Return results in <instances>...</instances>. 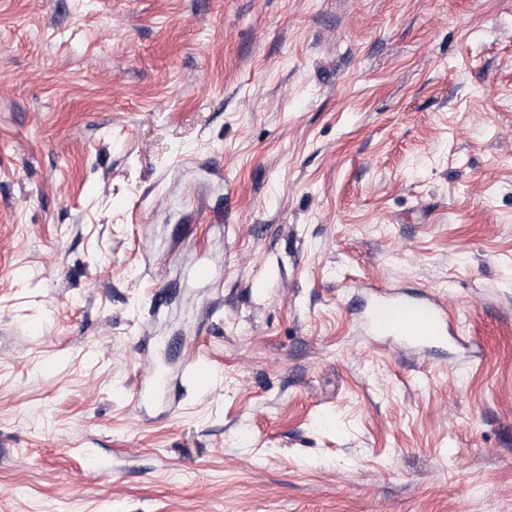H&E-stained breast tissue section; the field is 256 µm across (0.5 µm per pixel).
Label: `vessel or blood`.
<instances>
[{
  "label": "vessel or blood",
  "mask_w": 512,
  "mask_h": 512,
  "mask_svg": "<svg viewBox=\"0 0 512 512\" xmlns=\"http://www.w3.org/2000/svg\"><path fill=\"white\" fill-rule=\"evenodd\" d=\"M360 321L372 335L394 336L411 348L427 350L452 335L458 315L443 295L413 296L378 287Z\"/></svg>",
  "instance_id": "obj_1"
}]
</instances>
